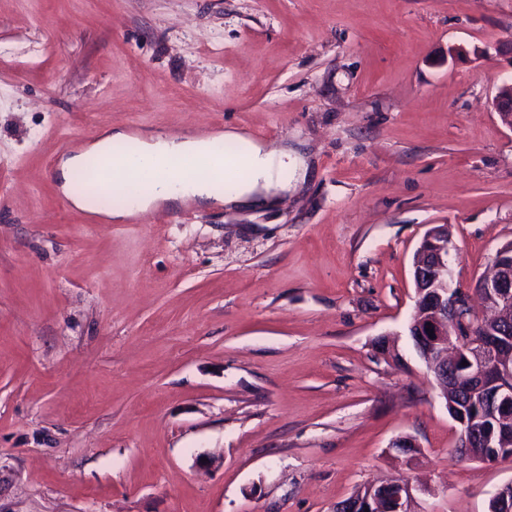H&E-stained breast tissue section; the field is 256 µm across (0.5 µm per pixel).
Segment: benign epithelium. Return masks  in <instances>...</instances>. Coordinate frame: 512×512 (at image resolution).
Returning <instances> with one entry per match:
<instances>
[{"instance_id":"benign-epithelium-1","label":"benign epithelium","mask_w":512,"mask_h":512,"mask_svg":"<svg viewBox=\"0 0 512 512\" xmlns=\"http://www.w3.org/2000/svg\"><path fill=\"white\" fill-rule=\"evenodd\" d=\"M492 107L512 128V84L503 83ZM448 226H433L414 262L416 297H426L408 326L414 347L439 388L453 384L470 403H488L487 419L497 421L495 402L512 400V243L499 248L475 292L483 307L477 314L468 294L449 286ZM467 362L453 380L448 363ZM390 489L391 512H409L413 487L405 479L384 483Z\"/></svg>"}]
</instances>
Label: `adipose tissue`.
Masks as SVG:
<instances>
[{"instance_id":"1","label":"adipose tissue","mask_w":512,"mask_h":512,"mask_svg":"<svg viewBox=\"0 0 512 512\" xmlns=\"http://www.w3.org/2000/svg\"><path fill=\"white\" fill-rule=\"evenodd\" d=\"M236 143V158L245 175L225 181L223 192H216L208 176L187 168V158H204L218 154L221 141ZM135 154L157 171L148 191L137 197V206L148 208L175 205L188 200L206 207L242 204L262 198L277 202L279 194L295 188L306 170L301 156L288 148L269 149L264 143L233 129L223 138L188 137L174 139L162 136L141 137Z\"/></svg>"}]
</instances>
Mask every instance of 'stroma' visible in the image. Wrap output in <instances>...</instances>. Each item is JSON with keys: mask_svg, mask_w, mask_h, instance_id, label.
Wrapping results in <instances>:
<instances>
[{"mask_svg": "<svg viewBox=\"0 0 512 512\" xmlns=\"http://www.w3.org/2000/svg\"><path fill=\"white\" fill-rule=\"evenodd\" d=\"M501 43L512 0H0V512H336L399 477L488 512L512 457L456 454L407 324L430 227L466 292L512 241ZM227 129L304 181L186 224L63 201L71 138ZM492 107L503 118L506 124L512 128V84L503 83L498 87L492 99Z\"/></svg>", "mask_w": 512, "mask_h": 512, "instance_id": "stroma-1", "label": "stroma"}]
</instances>
